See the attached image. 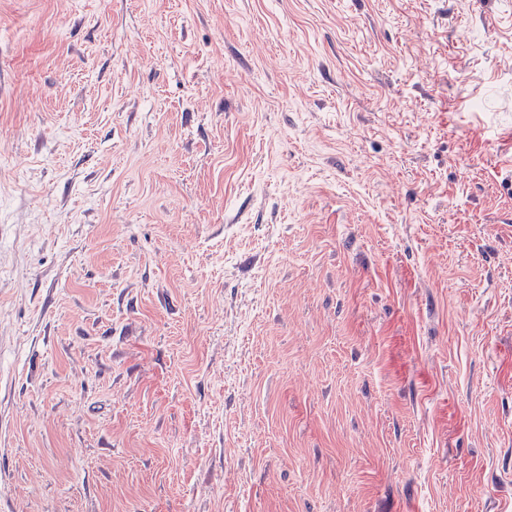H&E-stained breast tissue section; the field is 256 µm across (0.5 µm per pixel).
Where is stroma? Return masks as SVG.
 Returning a JSON list of instances; mask_svg holds the SVG:
<instances>
[{
    "instance_id": "1",
    "label": "stroma",
    "mask_w": 512,
    "mask_h": 512,
    "mask_svg": "<svg viewBox=\"0 0 512 512\" xmlns=\"http://www.w3.org/2000/svg\"><path fill=\"white\" fill-rule=\"evenodd\" d=\"M0 512H512V0H0Z\"/></svg>"
}]
</instances>
